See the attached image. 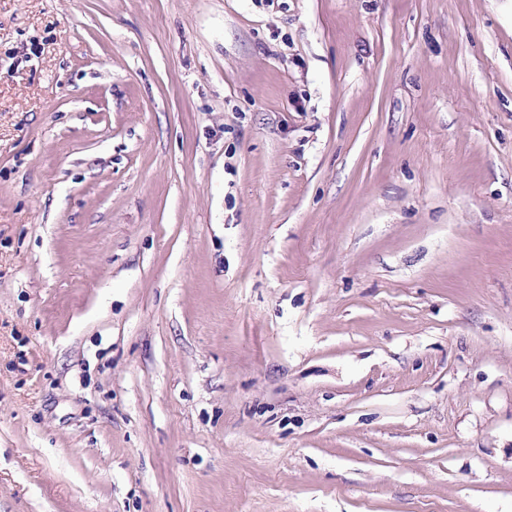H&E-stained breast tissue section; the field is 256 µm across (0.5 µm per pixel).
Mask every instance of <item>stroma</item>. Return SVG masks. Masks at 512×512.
<instances>
[{"label":"stroma","instance_id":"1","mask_svg":"<svg viewBox=\"0 0 512 512\" xmlns=\"http://www.w3.org/2000/svg\"><path fill=\"white\" fill-rule=\"evenodd\" d=\"M0 512H512V0H0Z\"/></svg>","mask_w":512,"mask_h":512}]
</instances>
